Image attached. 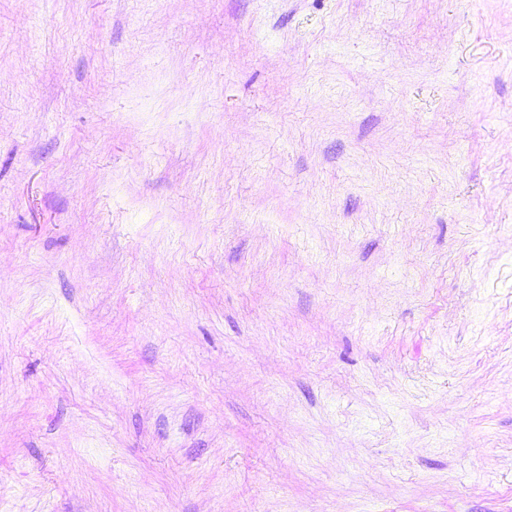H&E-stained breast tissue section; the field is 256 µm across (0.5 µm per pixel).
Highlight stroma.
I'll return each mask as SVG.
<instances>
[{
    "mask_svg": "<svg viewBox=\"0 0 512 512\" xmlns=\"http://www.w3.org/2000/svg\"><path fill=\"white\" fill-rule=\"evenodd\" d=\"M0 512H512V0H0Z\"/></svg>",
    "mask_w": 512,
    "mask_h": 512,
    "instance_id": "35a3bbf8",
    "label": "stroma"
}]
</instances>
